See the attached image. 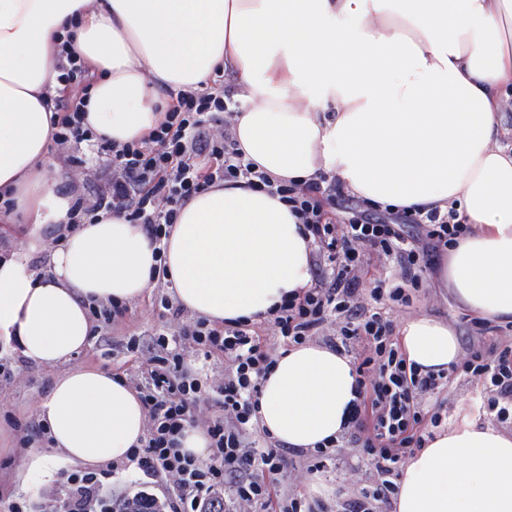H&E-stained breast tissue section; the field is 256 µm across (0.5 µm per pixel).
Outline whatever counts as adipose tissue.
Here are the masks:
<instances>
[{
  "mask_svg": "<svg viewBox=\"0 0 512 512\" xmlns=\"http://www.w3.org/2000/svg\"><path fill=\"white\" fill-rule=\"evenodd\" d=\"M65 47L98 74L87 122L113 141L162 120L160 89L197 91L230 69L237 141L257 170L295 183L330 172L384 207L455 206L473 232L439 279L474 318L512 322V152L498 118L512 90V0H0V192L26 212L34 245L71 203L47 153ZM163 249L177 300L217 323L264 319L311 280L297 219L243 183L192 197ZM155 264L141 225L113 215L64 234L44 272L0 260V340L63 368L35 405L53 451L26 450L20 483L125 460L144 438L135 390L69 362L92 335L89 304L140 298ZM399 335L423 369L459 358L437 319L407 320ZM355 378L330 348H289L262 383L258 422L294 448L335 440ZM394 510L512 512V436L461 416L406 464Z\"/></svg>",
  "mask_w": 512,
  "mask_h": 512,
  "instance_id": "obj_1",
  "label": "adipose tissue"
}]
</instances>
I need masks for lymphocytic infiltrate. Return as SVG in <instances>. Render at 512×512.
Returning <instances> with one entry per match:
<instances>
[{
  "mask_svg": "<svg viewBox=\"0 0 512 512\" xmlns=\"http://www.w3.org/2000/svg\"><path fill=\"white\" fill-rule=\"evenodd\" d=\"M59 70L53 145L73 169L82 167L84 152H93L108 174L93 200L74 198L59 232L112 213L142 225L158 245L192 197L219 182L243 181L278 196L302 224L311 246V281L283 297L269 319L217 324L186 318L166 266L156 265L153 285L162 291L168 319L148 341L130 340L138 366L124 377L145 410L144 440L121 463L63 468L38 500L14 498L6 512H119L135 502L151 512H317L319 497L285 487L282 479L300 464L323 471L348 445L358 448L376 480L337 492V512H381L391 504L404 465L442 426L438 400L452 374L464 373L479 385L478 411L512 423L511 342L466 349L450 370L423 372L408 360L389 317L394 307L410 305L433 259L471 234L455 208H381L346 194L325 172L302 184L273 181L245 160L235 138V103L220 86L168 91L163 121L142 139L117 143L96 136L85 124L90 67L66 51ZM375 257L390 259L394 272L369 277ZM271 336L291 347L319 341L352 358L357 396L337 440L301 450L272 440L260 427L255 408L277 357L267 344ZM214 356L223 357L224 374L208 383L193 362ZM206 391L214 410L203 415L196 404ZM191 427L207 436L205 456L183 447ZM119 471L136 478L133 491L116 497L112 478Z\"/></svg>",
  "mask_w": 512,
  "mask_h": 512,
  "instance_id": "obj_1",
  "label": "lymphocytic infiltrate"
}]
</instances>
